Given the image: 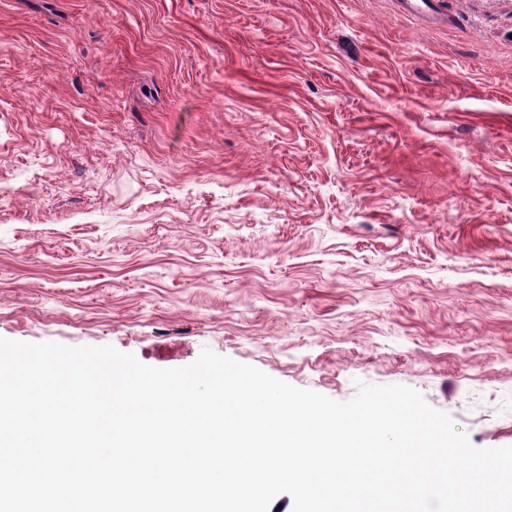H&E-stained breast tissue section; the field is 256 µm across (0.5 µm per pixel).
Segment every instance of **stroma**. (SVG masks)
Instances as JSON below:
<instances>
[{
  "mask_svg": "<svg viewBox=\"0 0 512 512\" xmlns=\"http://www.w3.org/2000/svg\"><path fill=\"white\" fill-rule=\"evenodd\" d=\"M0 337L512 445V0H0Z\"/></svg>",
  "mask_w": 512,
  "mask_h": 512,
  "instance_id": "35a3bbf8",
  "label": "stroma"
}]
</instances>
